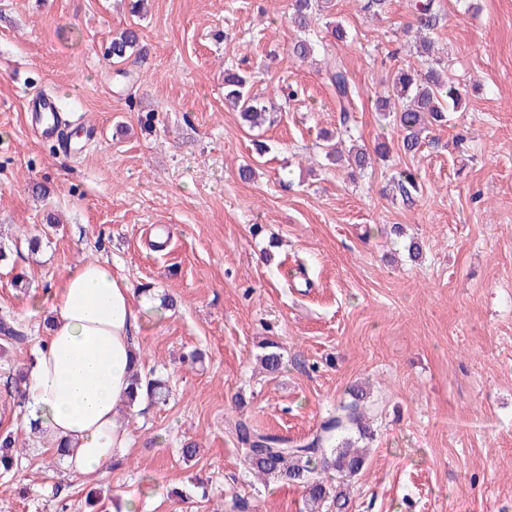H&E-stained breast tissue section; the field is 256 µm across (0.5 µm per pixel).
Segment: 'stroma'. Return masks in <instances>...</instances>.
Returning a JSON list of instances; mask_svg holds the SVG:
<instances>
[{
  "label": "stroma",
  "instance_id": "obj_1",
  "mask_svg": "<svg viewBox=\"0 0 512 512\" xmlns=\"http://www.w3.org/2000/svg\"><path fill=\"white\" fill-rule=\"evenodd\" d=\"M129 3L0 0V316L28 336L0 356V434L21 456L0 512H89L90 496L96 512L124 496L139 512H306L301 486L255 481L231 429L307 437L356 384L374 435L348 512H512V0H434V54L464 93L413 154L377 109L392 72L425 65L410 0H335L347 39L320 46L314 22L304 63L287 0H147L119 67L105 49ZM339 63L358 91L346 125L326 78ZM228 68L251 72L264 125L225 105ZM38 93L92 127L85 151L34 137ZM345 126L386 159L352 177L328 161L319 134ZM90 261L140 298V373L170 395L120 411L127 453L83 478L25 428L10 378L48 334L51 287ZM266 339L285 357L273 375ZM259 357L262 368L269 373L279 372L284 364L285 358L282 349L276 341H268L263 347Z\"/></svg>",
  "mask_w": 512,
  "mask_h": 512
}]
</instances>
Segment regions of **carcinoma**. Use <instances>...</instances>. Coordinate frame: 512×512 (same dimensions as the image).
<instances>
[{
    "mask_svg": "<svg viewBox=\"0 0 512 512\" xmlns=\"http://www.w3.org/2000/svg\"><path fill=\"white\" fill-rule=\"evenodd\" d=\"M331 7V0H289V17L300 31L308 30L314 15ZM141 30L139 23L132 21L113 34L107 57L119 64L128 59L139 47ZM327 80L336 93L339 112L342 115L354 110L355 90L348 71L340 64L328 74ZM250 77L231 69L224 71V99L238 108L244 121L259 125L266 120V110L257 105L250 95ZM463 88L445 70L433 65L426 70H396L391 82L379 96L378 108L392 114V122L402 134L403 148L415 152L422 145V134L427 124L440 121L445 107L457 105ZM325 157L331 161H347L351 167L363 169L370 163L369 155L361 148H354L342 158L337 146L325 137ZM397 184L407 199L417 190L418 182L414 172L405 169L398 173ZM0 340L4 345H14L25 340V336L7 317L0 318ZM262 368L269 373L279 372L284 364V353L275 341L263 346L259 357ZM137 387L144 388L145 395L156 402L166 401L169 389L160 379L141 382L134 378ZM350 400L339 405L310 436L293 440L278 434L255 430L239 421L234 426L238 444L246 452L247 467L253 476L262 481L276 479L304 487L309 512H322L326 506L343 512L347 505L345 484L362 469L365 460L356 448L360 440L371 437L366 426L365 412L367 393L359 386L349 392ZM15 440L10 434L0 435V472L7 474L18 467V460L11 453ZM326 469L336 471L338 481L328 484L319 477Z\"/></svg>",
    "mask_w": 512,
    "mask_h": 512,
    "instance_id": "obj_1",
    "label": "carcinoma"
}]
</instances>
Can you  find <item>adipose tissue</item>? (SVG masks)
<instances>
[{
  "label": "adipose tissue",
  "mask_w": 512,
  "mask_h": 512,
  "mask_svg": "<svg viewBox=\"0 0 512 512\" xmlns=\"http://www.w3.org/2000/svg\"><path fill=\"white\" fill-rule=\"evenodd\" d=\"M51 312L27 369L26 424L67 446L69 470L91 477L129 446L116 414L142 361L134 293L108 263L89 262L54 287Z\"/></svg>",
  "instance_id": "adipose-tissue-1"
}]
</instances>
